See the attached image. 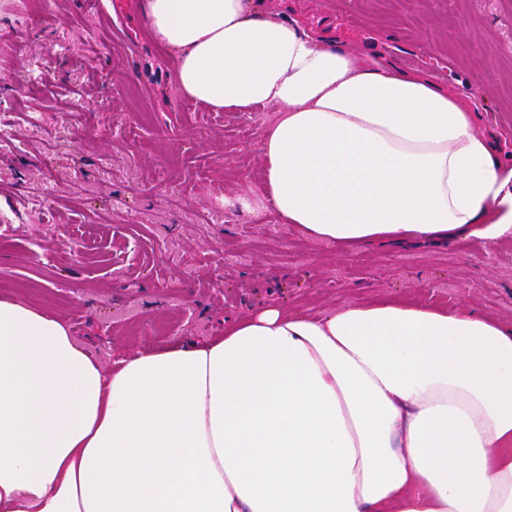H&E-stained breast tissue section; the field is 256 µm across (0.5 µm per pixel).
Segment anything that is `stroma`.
<instances>
[{
  "label": "stroma",
  "instance_id": "1",
  "mask_svg": "<svg viewBox=\"0 0 512 512\" xmlns=\"http://www.w3.org/2000/svg\"><path fill=\"white\" fill-rule=\"evenodd\" d=\"M337 44L467 95L512 147V0H272ZM0 0V299L62 316L103 366L124 352L222 336L266 304L324 315L416 296L512 324V240L457 235L336 254L226 207L258 192L272 112L184 97L143 0Z\"/></svg>",
  "mask_w": 512,
  "mask_h": 512
}]
</instances>
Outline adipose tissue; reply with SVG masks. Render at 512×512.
Here are the masks:
<instances>
[{
	"mask_svg": "<svg viewBox=\"0 0 512 512\" xmlns=\"http://www.w3.org/2000/svg\"><path fill=\"white\" fill-rule=\"evenodd\" d=\"M182 94L273 110L258 198L336 250L512 238V155L426 73L268 0H145ZM0 512H512V326L419 299L269 305L102 366L0 299Z\"/></svg>",
	"mask_w": 512,
	"mask_h": 512,
	"instance_id": "ef3b65f1",
	"label": "adipose tissue"
}]
</instances>
